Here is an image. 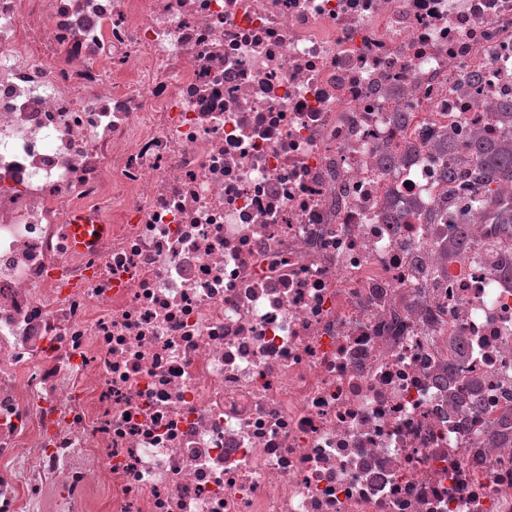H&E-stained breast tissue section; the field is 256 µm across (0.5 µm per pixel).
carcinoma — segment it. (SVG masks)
Returning <instances> with one entry per match:
<instances>
[{
  "mask_svg": "<svg viewBox=\"0 0 512 512\" xmlns=\"http://www.w3.org/2000/svg\"><path fill=\"white\" fill-rule=\"evenodd\" d=\"M471 156L474 169L466 174L476 189L468 198V207L480 208L495 201L501 183L512 181V139L497 142L479 141L473 145ZM472 250V229L459 225L456 239L448 245V256H465Z\"/></svg>",
  "mask_w": 512,
  "mask_h": 512,
  "instance_id": "obj_1",
  "label": "carcinoma"
}]
</instances>
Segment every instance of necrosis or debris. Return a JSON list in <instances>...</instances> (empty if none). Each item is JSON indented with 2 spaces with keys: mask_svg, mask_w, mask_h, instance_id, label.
I'll use <instances>...</instances> for the list:
<instances>
[{
  "mask_svg": "<svg viewBox=\"0 0 512 512\" xmlns=\"http://www.w3.org/2000/svg\"><path fill=\"white\" fill-rule=\"evenodd\" d=\"M511 100L512 0H0V512H512ZM471 156L475 167L465 175L476 189L468 198V207L480 208L492 204L502 182L512 181V139L497 142L478 141Z\"/></svg>",
  "mask_w": 512,
  "mask_h": 512,
  "instance_id": "1",
  "label": "necrosis or debris"
}]
</instances>
